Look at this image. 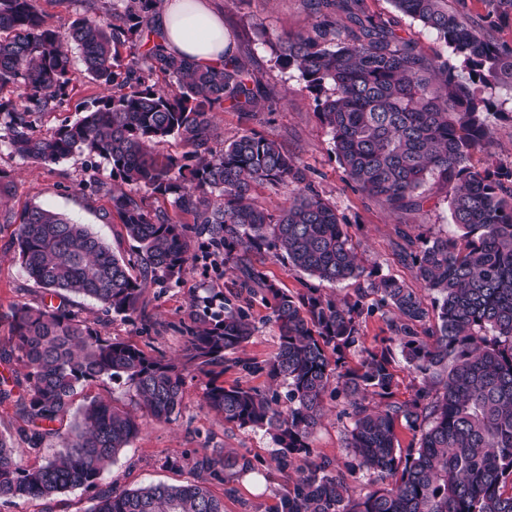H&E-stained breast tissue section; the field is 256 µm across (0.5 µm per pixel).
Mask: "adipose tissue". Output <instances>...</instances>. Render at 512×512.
<instances>
[{
  "instance_id": "1",
  "label": "adipose tissue",
  "mask_w": 512,
  "mask_h": 512,
  "mask_svg": "<svg viewBox=\"0 0 512 512\" xmlns=\"http://www.w3.org/2000/svg\"><path fill=\"white\" fill-rule=\"evenodd\" d=\"M155 27L169 52L188 56L198 65L219 66L235 55L224 16L213 9L211 0H157Z\"/></svg>"
}]
</instances>
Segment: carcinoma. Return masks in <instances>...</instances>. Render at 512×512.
I'll list each match as a JSON object with an SVG mask.
<instances>
[{
	"label": "carcinoma",
	"mask_w": 512,
	"mask_h": 512,
	"mask_svg": "<svg viewBox=\"0 0 512 512\" xmlns=\"http://www.w3.org/2000/svg\"><path fill=\"white\" fill-rule=\"evenodd\" d=\"M119 2L124 7L103 14L87 7L62 32L47 24L39 0H0V87L20 89L15 100L0 98L12 153L43 164L104 159L110 175L131 186L111 201L134 242L118 255L88 225L53 210L15 214L7 207L11 181L0 175V220L17 225V259L60 298L8 314L12 344L0 362L26 373L0 377V403H11L21 421L15 434L0 433V501L41 500L42 512H53L60 494L84 488L94 491L86 512H224L211 486L257 470L249 455L202 448L192 458L194 480L119 491L101 479L140 434L141 417L101 399L73 409L79 387L123 380L144 413L175 420L187 379L201 376L202 405L227 425L272 431L277 468L297 474L278 512H512V166L472 163L493 141L489 116L512 120L484 95L492 87L512 94V46L485 38L448 0L392 3L452 49L468 74L463 81L448 60L425 56L366 15L363 0H311L314 34L269 43L275 65L298 71L315 94L333 152L359 192L399 209L420 204L431 180L449 187L459 234L397 231L398 256L418 283L412 288L378 275L336 208L275 140L245 130L218 142L213 113L228 102L247 118L255 101L240 63L204 68L169 53L153 25L157 0ZM339 12L352 26L333 19ZM68 43L102 92L78 121L38 135L33 115L56 111L72 83ZM124 47L133 53L122 56ZM169 138L182 143V155L155 151ZM259 186L284 190L287 204L276 212L259 206ZM161 198L173 212L154 206ZM192 238L206 244L199 256L190 254ZM262 252L320 282L363 287L343 301L317 288L295 296L256 266L252 255ZM212 256L240 272L249 297L271 306L279 346L266 371L287 384L285 407L274 394L219 381L226 356L255 332L245 309L219 292L191 298L181 361L104 336L72 309L81 298L143 320L148 280L178 278L189 262ZM384 306L395 314L393 340L420 377L403 402L394 398L389 348H363L356 366L345 362L360 319ZM328 394L348 404L346 472L312 457ZM401 424L418 436L416 446L400 447ZM49 437L58 440L52 456L25 465L23 456L40 454ZM355 471L379 487L356 491L348 476Z\"/></svg>",
	"instance_id": "carcinoma-1"
}]
</instances>
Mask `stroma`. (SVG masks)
<instances>
[{
  "mask_svg": "<svg viewBox=\"0 0 512 512\" xmlns=\"http://www.w3.org/2000/svg\"><path fill=\"white\" fill-rule=\"evenodd\" d=\"M213 4L224 15V27L235 42L236 60L246 66L251 85L258 92L249 118H241L230 108L217 113L222 137L230 140L247 129L275 139L297 158L317 190L335 206L354 240L360 242L366 258L378 265L381 274L412 281L410 269L396 254L395 230L404 226L414 236L448 232L451 218L447 188L428 183V200L422 207L395 211L382 201L365 196L349 182L333 152L331 135L317 117L313 95L305 89L296 71L274 65L269 47L255 31L260 25L274 37L311 29L316 17L309 0H213ZM448 6L466 9L487 38L512 46L511 7H497L495 0H448ZM363 9L398 37L415 41L427 56H441L447 58L450 66H457V59L436 33L396 11L391 0H363ZM98 93L97 85L88 77L75 73L73 88L61 107L35 115L36 132H47L64 121L75 122ZM93 164L89 171L82 162L71 159L54 164L24 161L12 153L8 131L0 124V171L14 182L10 207L17 211L30 206L52 209L73 222L89 225L114 251L129 253L131 244L111 212L109 169L99 158ZM92 174L101 181L95 192L83 187ZM15 230V225L0 223V349L8 347L12 336L6 318L9 309L18 303L40 304L44 296L15 258ZM207 288L236 298L242 293L240 274L235 270L213 269L208 261L199 260L189 265L181 278L149 284L145 293L147 319L143 322L112 317L90 300H77L76 308L104 334L129 341L145 351L176 358L184 349L180 328L189 320V300ZM249 313L257 330L236 352L234 360L225 363L224 383L261 390L272 387L279 397H286V385H272L264 370L278 349V329L271 310L255 299ZM244 361L256 365V372L243 371L240 364ZM203 387L202 380L188 381L177 420L147 419L139 436L119 456L110 473L105 474V483L122 490L156 482H183L190 477L188 470L166 468V458L189 456L198 448L245 452L259 460V473L235 477L227 487L214 486V494L223 498L224 512H276L288 479L273 462L275 442L265 430L225 425L220 415L202 406ZM325 406L326 415L314 432L312 446L316 455L332 459L343 469L349 458L344 450L345 428L339 415L346 401L341 397L329 399Z\"/></svg>",
  "mask_w": 512,
  "mask_h": 512,
  "instance_id": "stroma-1",
  "label": "stroma"
}]
</instances>
